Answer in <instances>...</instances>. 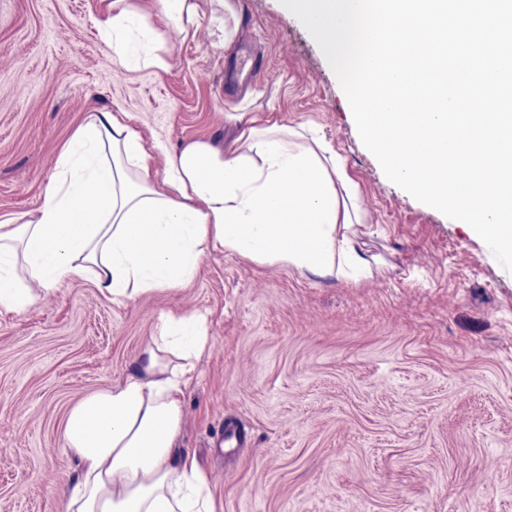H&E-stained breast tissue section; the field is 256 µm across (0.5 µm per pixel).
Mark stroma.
Wrapping results in <instances>:
<instances>
[{
	"mask_svg": "<svg viewBox=\"0 0 512 512\" xmlns=\"http://www.w3.org/2000/svg\"><path fill=\"white\" fill-rule=\"evenodd\" d=\"M136 2L166 34L167 70L114 65L95 27L108 0H0V220L42 204L89 113H125L170 153L191 141L236 150L255 119L335 152L372 275L354 284L215 253L190 284L123 306L74 280L0 315V512H65L70 408L135 368L167 310L207 315L178 446L218 512H512V274L385 176L281 0H200L185 34L158 0ZM233 24L249 25L267 75L228 96ZM227 419L248 436L232 456L215 445Z\"/></svg>",
	"mask_w": 512,
	"mask_h": 512,
	"instance_id": "obj_1",
	"label": "stroma"
}]
</instances>
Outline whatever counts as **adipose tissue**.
<instances>
[{
	"instance_id": "adipose-tissue-1",
	"label": "adipose tissue",
	"mask_w": 512,
	"mask_h": 512,
	"mask_svg": "<svg viewBox=\"0 0 512 512\" xmlns=\"http://www.w3.org/2000/svg\"><path fill=\"white\" fill-rule=\"evenodd\" d=\"M127 69L167 70L164 34L133 0L97 23ZM245 148L207 141L166 156L114 113L88 115L63 145L42 204L0 223V314L21 315L74 279L108 301L194 281L203 259L230 252L261 266L358 282L371 274L353 232L357 194L325 145L303 147L272 124L250 126ZM211 336L198 311L161 312L123 382L70 409L65 448L80 469L66 512H217L205 475L177 454L183 388Z\"/></svg>"
}]
</instances>
